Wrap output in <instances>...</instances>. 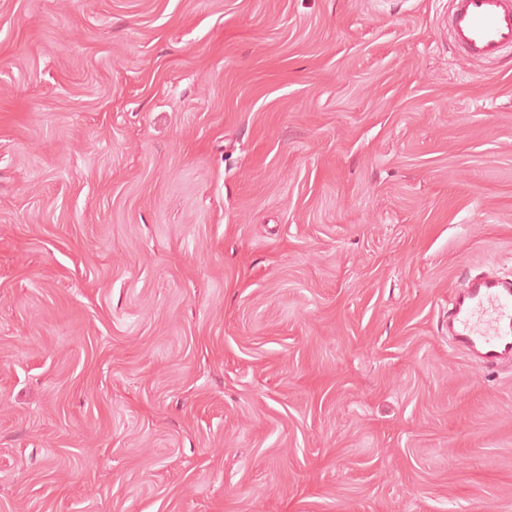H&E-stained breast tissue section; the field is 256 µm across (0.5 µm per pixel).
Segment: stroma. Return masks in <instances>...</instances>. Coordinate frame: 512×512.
<instances>
[{
  "mask_svg": "<svg viewBox=\"0 0 512 512\" xmlns=\"http://www.w3.org/2000/svg\"><path fill=\"white\" fill-rule=\"evenodd\" d=\"M490 266L448 0H0V512H512ZM511 283L493 273L468 281L452 301L453 347L495 368L512 357Z\"/></svg>",
  "mask_w": 512,
  "mask_h": 512,
  "instance_id": "35a3bbf8",
  "label": "stroma"
}]
</instances>
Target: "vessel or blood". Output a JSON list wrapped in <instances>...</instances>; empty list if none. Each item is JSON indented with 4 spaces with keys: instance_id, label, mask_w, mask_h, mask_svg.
I'll return each mask as SVG.
<instances>
[{
    "instance_id": "vessel-or-blood-1",
    "label": "vessel or blood",
    "mask_w": 512,
    "mask_h": 512,
    "mask_svg": "<svg viewBox=\"0 0 512 512\" xmlns=\"http://www.w3.org/2000/svg\"><path fill=\"white\" fill-rule=\"evenodd\" d=\"M448 26L456 45L487 63L512 47V0H452ZM453 346L494 368L512 358V283L492 273L469 280L452 301Z\"/></svg>"
}]
</instances>
